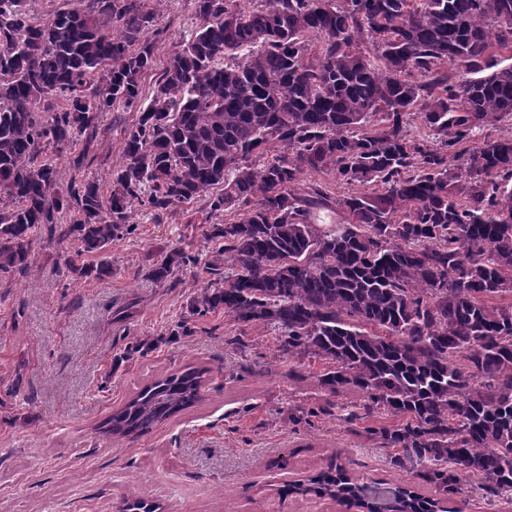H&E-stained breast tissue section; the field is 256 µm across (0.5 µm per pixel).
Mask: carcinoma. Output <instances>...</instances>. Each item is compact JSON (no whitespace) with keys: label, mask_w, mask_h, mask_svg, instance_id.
Instances as JSON below:
<instances>
[{"label":"carcinoma","mask_w":512,"mask_h":512,"mask_svg":"<svg viewBox=\"0 0 512 512\" xmlns=\"http://www.w3.org/2000/svg\"><path fill=\"white\" fill-rule=\"evenodd\" d=\"M79 2L38 22L28 0H0V275L27 271L42 227L97 253L136 207L207 195L210 213H237L207 234L217 250L175 251L151 277L203 263L193 314L222 310L321 361V392L358 393L336 407L417 481L386 495L338 450L279 497L462 512L475 479L512 501V138H477L512 119V0H188L197 27L146 104L148 0ZM117 103L139 115L109 196L88 177L61 184L39 156ZM306 171L375 190L298 191ZM202 388L200 369L159 376L103 434L146 435ZM124 499L156 512L136 489Z\"/></svg>","instance_id":"obj_1"}]
</instances>
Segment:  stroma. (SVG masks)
<instances>
[{
  "instance_id": "35a3bbf8",
  "label": "stroma",
  "mask_w": 512,
  "mask_h": 512,
  "mask_svg": "<svg viewBox=\"0 0 512 512\" xmlns=\"http://www.w3.org/2000/svg\"><path fill=\"white\" fill-rule=\"evenodd\" d=\"M151 7L158 36L148 90L197 25L188 0ZM134 118L121 107L100 114L84 170L73 164L75 151L53 153L61 181L83 174L110 193L121 130ZM223 221L209 218L202 198L161 216L139 208L133 233L101 256L43 231L27 273L0 278V512H120L130 488L159 512H340L312 495L277 494L290 473L313 474L339 449L384 487L410 484L368 439L365 422L289 420V406L324 404L319 361L291 377L270 331L220 312L194 315L190 300L210 279L202 268L152 280V266L173 251H205L212 223ZM103 256L108 274L68 276L67 264ZM188 367L203 371L198 407L133 443L102 435V423L137 388Z\"/></svg>"
}]
</instances>
